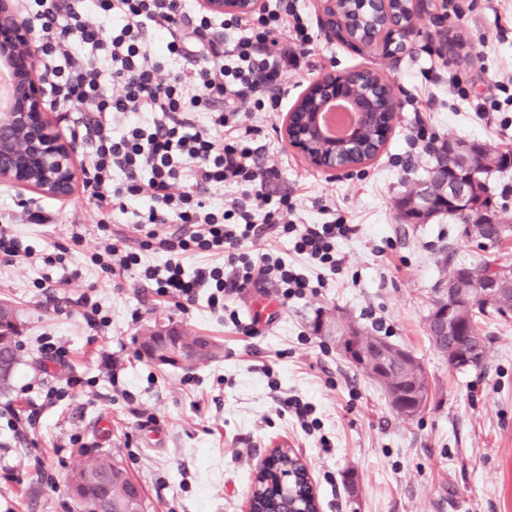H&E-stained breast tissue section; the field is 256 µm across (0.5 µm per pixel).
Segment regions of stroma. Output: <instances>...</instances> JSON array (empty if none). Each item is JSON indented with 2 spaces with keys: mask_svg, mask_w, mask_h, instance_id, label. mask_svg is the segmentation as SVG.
<instances>
[{
  "mask_svg": "<svg viewBox=\"0 0 512 512\" xmlns=\"http://www.w3.org/2000/svg\"><path fill=\"white\" fill-rule=\"evenodd\" d=\"M309 23L313 71L285 74L296 101L313 74L363 67L388 71L400 105L385 149L361 169L336 177L312 169L282 133L283 115L256 112L252 123L264 165L278 169L273 196L296 200L303 222L342 216L356 225L338 241V274L318 293L283 299L273 283L243 289L226 307L201 291L188 310L157 295L139 268L112 277L91 261L106 236L159 264L128 215L109 232L90 223L86 196L61 200L0 184V225H10L36 254L66 245L64 263L0 260V294L20 303L24 358L9 396H0V512H75L67 474L87 457L110 452L142 484L146 512H246L256 467L287 445L305 460L321 512H512V315L485 327L482 367L458 372L435 351L426 316L442 256L472 263L481 251L447 216L427 224L399 220L395 202L422 180L431 152L411 148L419 125L436 140L481 142L489 153L512 149V105L481 119L477 103L501 100L499 77L512 74V0H429L408 50L387 70L382 47L363 52L328 40L315 0H298ZM457 34L446 48L448 34ZM41 206L51 218L32 224ZM91 297L108 317L92 327L80 303ZM332 310L371 334L408 349L430 382L429 400L412 420L397 414L381 387L317 335L319 311ZM251 324L237 331L230 314ZM183 325L224 343L222 361L191 371L159 370L135 355L139 330L152 321ZM51 336L69 347L68 366L44 361ZM65 397L43 408L27 442L8 424L47 388ZM309 403L319 425L301 428L282 402Z\"/></svg>",
  "mask_w": 512,
  "mask_h": 512,
  "instance_id": "obj_1",
  "label": "stroma"
}]
</instances>
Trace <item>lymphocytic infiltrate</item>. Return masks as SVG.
I'll return each mask as SVG.
<instances>
[{"label":"lymphocytic infiltrate","mask_w":512,"mask_h":512,"mask_svg":"<svg viewBox=\"0 0 512 512\" xmlns=\"http://www.w3.org/2000/svg\"><path fill=\"white\" fill-rule=\"evenodd\" d=\"M17 4L37 26L50 107L73 113V133L86 148L92 223L104 231L112 211L132 212L138 231L167 255L150 265L113 242L95 258L102 271L140 267L159 295L180 304L202 288L216 303L270 279L287 299L314 291L296 265L245 252L272 226L295 254L336 272V242L355 234V225L299 222L290 197H272L275 172L261 167L250 122L251 112L280 109L284 73L310 53V29L294 0L221 17L187 0ZM226 187L235 196L204 201L210 189ZM190 254L214 262L189 273L182 258Z\"/></svg>","instance_id":"1"}]
</instances>
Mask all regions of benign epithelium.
<instances>
[{
  "label": "benign epithelium",
  "mask_w": 512,
  "mask_h": 512,
  "mask_svg": "<svg viewBox=\"0 0 512 512\" xmlns=\"http://www.w3.org/2000/svg\"><path fill=\"white\" fill-rule=\"evenodd\" d=\"M336 0H317L318 20L330 40L347 43L358 50L367 44L352 36L342 19L336 16ZM259 0H200L201 8L215 15H248ZM407 38L402 27L393 25L383 39L387 59L395 64ZM0 64L11 75L13 90L7 105H0V183L31 191L40 196L69 199L75 194L77 181L76 147L52 130L45 110L46 88L36 64L33 24L20 16L14 0H0ZM338 102H347L356 111V121L342 137L329 135L323 114ZM367 102L357 97L343 75L325 72L302 93L286 112L282 134L288 144L300 153L312 169L336 175L363 167L375 156L352 163L349 157L359 148L366 125L379 126L381 138H387L397 113L370 112ZM501 274L487 275L472 282V294L489 297L495 292ZM337 346L345 355L381 376L387 367L389 353L370 359L355 345V337H338Z\"/></svg>",
  "instance_id": "benign-epithelium-1"
}]
</instances>
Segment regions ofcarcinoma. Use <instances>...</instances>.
<instances>
[{"mask_svg":"<svg viewBox=\"0 0 512 512\" xmlns=\"http://www.w3.org/2000/svg\"><path fill=\"white\" fill-rule=\"evenodd\" d=\"M336 5L341 16L347 21L351 33L359 39H371L377 35L389 21L403 23V27L412 28L417 24L412 11L411 0H393L387 15L382 8L369 9L359 4V0H337ZM363 86L371 90L373 110H391L395 106L392 86L382 76L369 75L362 79ZM363 148L360 154L369 156L381 145V138L375 128L367 127L363 134ZM461 140L450 138L442 141L435 154V162L427 170V180L431 182L432 192L420 209L413 205L411 193L402 194L397 208L402 221L409 224H425L438 214H446L458 224H479L481 230L479 248L487 253L481 261L469 263L467 267L478 274H485L493 268H507L512 265L502 260L495 249L512 236V227L506 226L496 218L491 210L489 184L491 177L504 168L512 166V152L492 155L484 147L472 142L469 149L473 155L471 171L479 178L466 183L465 192L460 199H447L440 193V187L453 176L448 165V157ZM0 310L10 312V319L0 322V394L11 389L15 373L20 364V337L23 327L22 315L11 299H0ZM512 312V280L505 281L503 291L491 298H477L465 301L459 312V320L464 325L463 338L455 336H429L437 351L447 360L465 348L474 350L481 358L487 356L486 337L482 334L484 317L496 314L506 317ZM157 324L145 327L136 337L137 348L151 346L159 351L185 350L195 346L202 348L200 365L220 361L224 356V346L209 336L155 335ZM389 378L393 386L407 390L414 381H419L424 389L422 402H427L429 383L423 367H414L407 360L394 361L390 365ZM298 455L286 448L279 450V463L259 468L253 478L251 492L256 512H282L295 500L302 499L305 486L300 481L286 484L287 474H298L301 470ZM67 491L79 512H145L142 486L136 482L125 467L110 453H101L87 458L80 467L73 470L67 479Z\"/></svg>","mask_w":512,"mask_h":512,"instance_id":"obj_1","label":"carcinoma"}]
</instances>
